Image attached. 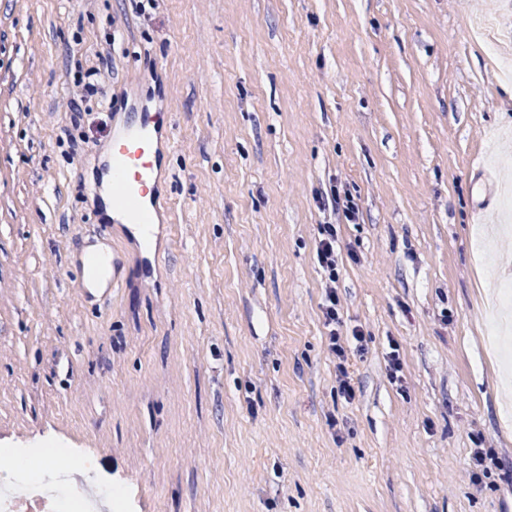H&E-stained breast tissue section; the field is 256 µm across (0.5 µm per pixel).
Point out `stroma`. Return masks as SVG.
<instances>
[{"label":"stroma","mask_w":512,"mask_h":512,"mask_svg":"<svg viewBox=\"0 0 512 512\" xmlns=\"http://www.w3.org/2000/svg\"><path fill=\"white\" fill-rule=\"evenodd\" d=\"M499 42L512 0H0V467L54 451L119 512H512ZM144 108L172 115L146 247L94 199ZM95 245L119 288L86 287ZM322 239L318 242L317 258L320 266L327 273L328 285L325 288L324 303L322 306L324 315V324L329 328L328 332V350L336 356L341 363L338 364V381L341 393L346 398H351L354 393L351 385V378L345 366V348L341 344V336L336 330V324H339V306L340 299L336 292V227L332 224H322L318 227ZM108 255V256H107ZM97 258L101 261L103 268L104 267H110V263L112 261V280L110 283L109 288H112V285H115L118 283V279L120 277V261L117 256L111 255L107 250L99 248V247H90L86 250L83 263H84V270L87 273V264L88 262L93 259Z\"/></svg>","instance_id":"1"}]
</instances>
